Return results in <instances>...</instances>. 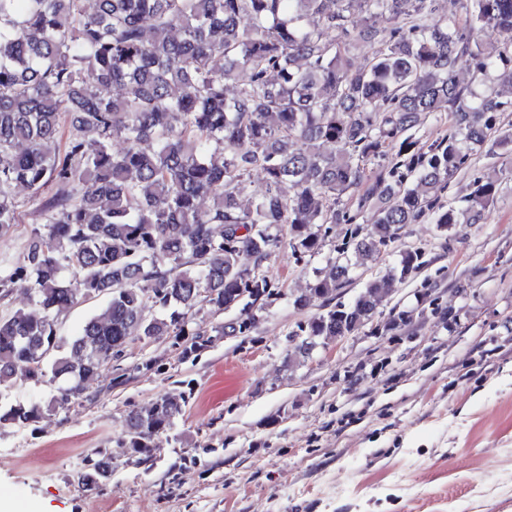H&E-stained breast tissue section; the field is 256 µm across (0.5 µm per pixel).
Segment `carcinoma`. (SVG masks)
I'll return each instance as SVG.
<instances>
[{"mask_svg":"<svg viewBox=\"0 0 512 512\" xmlns=\"http://www.w3.org/2000/svg\"><path fill=\"white\" fill-rule=\"evenodd\" d=\"M83 2L0 0V236L16 223L15 186L33 198L56 187L25 264L0 276V294L26 280L34 302L0 317L1 426L23 427L42 412L16 398L15 385L54 379L50 403L80 400L135 334L189 335L181 354L192 356L206 346L188 330L204 304L240 311L222 334L252 331L272 295L261 268L284 245L313 256L322 233L352 224L349 244L364 258L429 215L447 232L478 224L512 175L492 165L465 206L439 209V193L472 155L512 152V131H494L498 114L512 112V0H460V15L439 13V0H96L91 12ZM493 35L506 39L490 54L483 41ZM360 42L375 51L356 68L350 52ZM463 62L481 90L460 84ZM113 85L124 88L121 97L101 94ZM442 110L454 114L448 139L416 151L410 131ZM115 137L125 144L117 153ZM389 147L399 161L374 172L359 208L375 197L393 202L364 229L343 198ZM255 172L264 188L246 207ZM80 182L90 187L76 199L71 187ZM421 266L420 251H403L354 303L310 318L294 335L354 332L395 279ZM349 272V263L334 262L294 304L335 292ZM99 295L107 303L67 353L47 359L59 313ZM155 307L161 315L147 317ZM185 403L162 395L129 411L126 446L137 462L152 459L154 438ZM100 463L85 486L111 482Z\"/></svg>","mask_w":512,"mask_h":512,"instance_id":"1","label":"carcinoma"}]
</instances>
